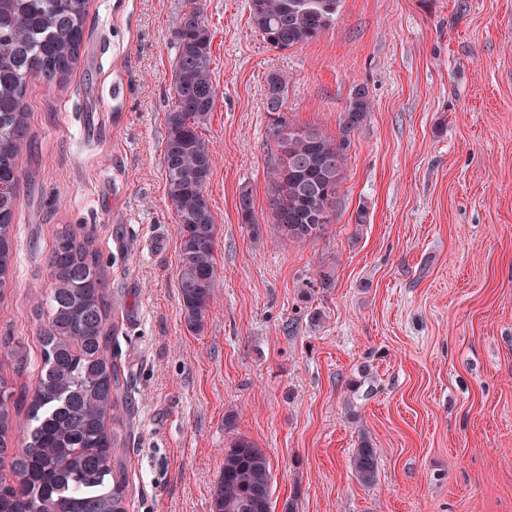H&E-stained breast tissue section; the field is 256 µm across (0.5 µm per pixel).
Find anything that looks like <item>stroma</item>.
Masks as SVG:
<instances>
[{"label":"stroma","mask_w":512,"mask_h":512,"mask_svg":"<svg viewBox=\"0 0 512 512\" xmlns=\"http://www.w3.org/2000/svg\"><path fill=\"white\" fill-rule=\"evenodd\" d=\"M183 4L89 0L73 76L28 82L0 297L17 428L42 367L53 245L85 226L112 303L128 512H210L239 435L267 455L279 508L512 512V0H342L331 28L287 50L253 28L248 0H197L218 90L203 136L221 271L199 333L181 310L163 163ZM274 72L294 125L335 138L356 90L372 106L332 222L305 243L269 230ZM364 435L372 487L349 466Z\"/></svg>","instance_id":"35a3bbf8"}]
</instances>
